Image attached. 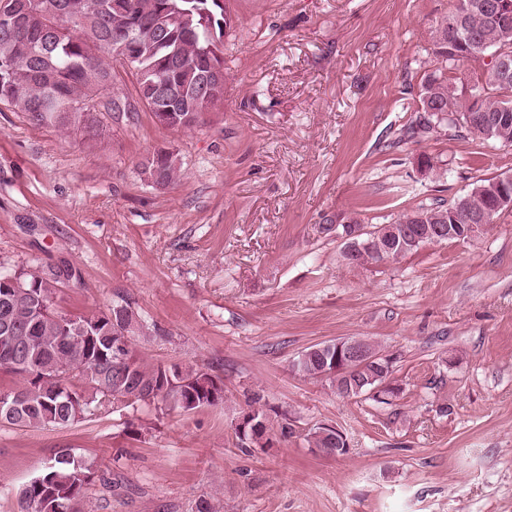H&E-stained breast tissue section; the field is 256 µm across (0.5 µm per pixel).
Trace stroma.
<instances>
[{"instance_id":"stroma-1","label":"stroma","mask_w":512,"mask_h":512,"mask_svg":"<svg viewBox=\"0 0 512 512\" xmlns=\"http://www.w3.org/2000/svg\"><path fill=\"white\" fill-rule=\"evenodd\" d=\"M454 0H231L224 98L200 127L158 125L135 80L99 139L0 103V269H69L58 312L129 301L149 365L224 381V403L110 402L68 428L0 424V512L59 449L93 478L73 512H512V209L469 243L354 267L333 225L389 224L512 172V145L411 134ZM172 153L157 188L139 164ZM428 157L431 168L418 164ZM392 360L388 402L295 373L348 337ZM260 395L266 448L235 436ZM290 433H282V424ZM327 424L349 451H312Z\"/></svg>"}]
</instances>
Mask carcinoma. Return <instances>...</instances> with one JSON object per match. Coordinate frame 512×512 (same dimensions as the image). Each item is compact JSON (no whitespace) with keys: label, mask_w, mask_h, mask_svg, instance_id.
I'll use <instances>...</instances> for the list:
<instances>
[{"label":"carcinoma","mask_w":512,"mask_h":512,"mask_svg":"<svg viewBox=\"0 0 512 512\" xmlns=\"http://www.w3.org/2000/svg\"><path fill=\"white\" fill-rule=\"evenodd\" d=\"M477 4L467 17V36H451L453 8L436 29L434 54L451 69L466 62L469 43L490 44L512 63V17L507 23L491 19L492 0H456ZM27 3L37 16L22 38L7 29L9 12ZM127 13L112 12V0H0V102L37 126L63 134L82 131L98 136L94 115L97 99L110 93L116 66L133 73L137 93L155 119L175 130H193L224 93L201 94L198 87L208 63L224 65V57L209 55L210 21L203 11L209 0H126ZM133 31L131 63L112 48V34L126 20ZM425 117L411 127L427 133L435 125L465 130L482 142H512V83L505 86L499 69L479 73L471 90L458 89L443 72L429 74L420 94ZM150 182L169 185L181 177L172 154L161 151L142 163ZM494 178L477 181L463 194L476 214L498 213L496 198L485 190ZM448 231V207L421 205L402 215L385 233L380 225L367 228L372 242L349 264L362 266L387 258L397 260L424 245L416 241L420 229ZM61 270L31 266L14 273L0 272V370L20 382L0 397L19 394L9 415L0 411V423L20 429L52 426L66 428L102 406L98 397L128 403L171 400L185 411L224 404V383L200 369L149 366L127 340L138 329L131 303L115 305L92 315L62 314L54 307ZM125 339V347L114 344ZM331 349L315 344L294 363L296 371L311 378H326L342 396H359L390 380L380 364L358 363L328 374L325 358ZM268 425L237 436L245 449L270 443ZM314 448H336L340 438L325 427L310 434ZM90 469L69 448L53 459L21 491L22 512H73V504L90 481Z\"/></svg>","instance_id":"obj_1"}]
</instances>
